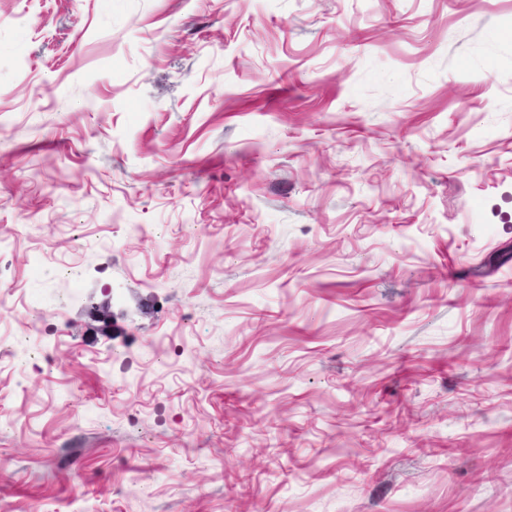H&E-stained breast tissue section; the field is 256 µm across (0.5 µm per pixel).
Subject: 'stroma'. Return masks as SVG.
Listing matches in <instances>:
<instances>
[{"label": "stroma", "instance_id": "obj_1", "mask_svg": "<svg viewBox=\"0 0 512 512\" xmlns=\"http://www.w3.org/2000/svg\"><path fill=\"white\" fill-rule=\"evenodd\" d=\"M0 512H512V0H0Z\"/></svg>", "mask_w": 512, "mask_h": 512}]
</instances>
